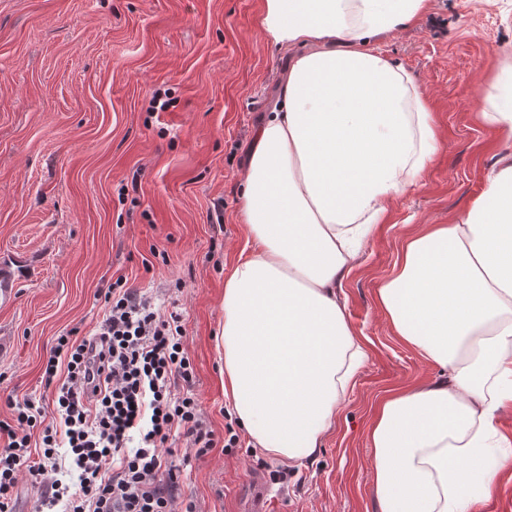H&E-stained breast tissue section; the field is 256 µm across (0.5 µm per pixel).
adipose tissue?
Wrapping results in <instances>:
<instances>
[{"mask_svg":"<svg viewBox=\"0 0 512 512\" xmlns=\"http://www.w3.org/2000/svg\"><path fill=\"white\" fill-rule=\"evenodd\" d=\"M430 0H263L261 27L299 47L257 127L246 240L224 279V394L265 452L313 456L367 352L337 295L363 243L440 140L420 83L376 46ZM482 123L512 140V67ZM395 336L440 370L385 396L368 426L379 512H480L512 473V153L451 223L407 237L376 290Z\"/></svg>","mask_w":512,"mask_h":512,"instance_id":"1","label":"adipose tissue"}]
</instances>
